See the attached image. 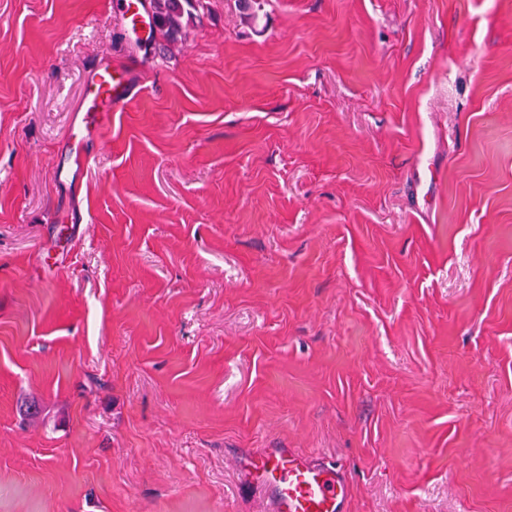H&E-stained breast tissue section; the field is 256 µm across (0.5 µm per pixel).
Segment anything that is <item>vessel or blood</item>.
<instances>
[{"instance_id": "1", "label": "vessel or blood", "mask_w": 512, "mask_h": 512, "mask_svg": "<svg viewBox=\"0 0 512 512\" xmlns=\"http://www.w3.org/2000/svg\"><path fill=\"white\" fill-rule=\"evenodd\" d=\"M133 28L151 32L152 19L143 0H117ZM82 112L115 111L131 104L133 88L119 65H103L87 80ZM246 469L258 470V485L269 512H346L348 486L341 466L316 463L295 448H265L246 456Z\"/></svg>"}]
</instances>
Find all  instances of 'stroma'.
<instances>
[{"label": "stroma", "mask_w": 512, "mask_h": 512, "mask_svg": "<svg viewBox=\"0 0 512 512\" xmlns=\"http://www.w3.org/2000/svg\"><path fill=\"white\" fill-rule=\"evenodd\" d=\"M204 5L0 0V512H512V0ZM143 0H117L116 6L123 14L131 19L133 29L147 32L141 41L146 48L152 35L153 16L155 28L170 42H177L186 25L191 20L193 12L203 7L202 0H152L151 14ZM185 21V22H184ZM87 98L78 110L85 112L81 124L73 129L79 131L86 126L92 112H112L124 109L135 98L128 72L119 65H102L86 80ZM247 471H261L258 485L270 512H346L348 486L341 466L315 463L296 448H264L247 455Z\"/></svg>", "instance_id": "obj_1"}]
</instances>
